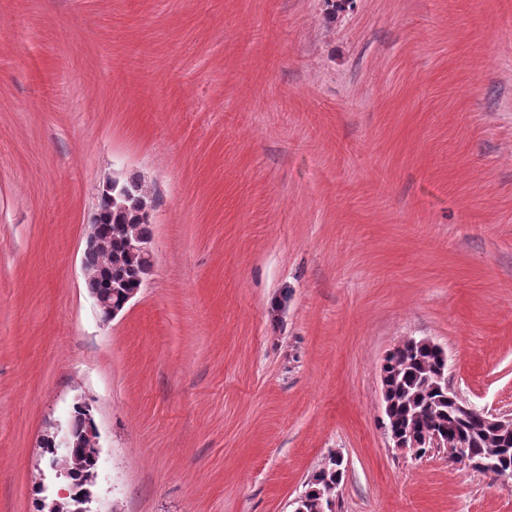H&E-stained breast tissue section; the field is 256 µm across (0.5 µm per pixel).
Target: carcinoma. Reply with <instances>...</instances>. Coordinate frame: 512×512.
Returning a JSON list of instances; mask_svg holds the SVG:
<instances>
[{
    "mask_svg": "<svg viewBox=\"0 0 512 512\" xmlns=\"http://www.w3.org/2000/svg\"><path fill=\"white\" fill-rule=\"evenodd\" d=\"M98 210L102 212L101 233L107 253L86 255V262L100 272V277L86 282V287L100 288L110 277L112 283L121 284L125 290L142 288L149 275L148 264L141 256L130 252L128 238H151V217L138 213L131 203L121 200L112 205L101 200ZM389 361L393 365V425L403 428L413 425L421 429L445 427L463 438L468 450L476 457L500 443L512 441V425L508 423L491 432L480 429L474 421L462 422L454 417L448 394L438 393L432 387L435 376L448 370L439 352L424 348L409 338L393 349ZM89 422L88 409L78 407L74 410L70 426L77 444L69 456V466L85 487L93 482L95 472L90 441L86 437ZM334 477L328 466L318 470L307 482L313 502V508L308 512H317L320 503L334 496Z\"/></svg>",
    "mask_w": 512,
    "mask_h": 512,
    "instance_id": "cac0c4a2",
    "label": "carcinoma"
}]
</instances>
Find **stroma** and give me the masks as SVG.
Returning <instances> with one entry per match:
<instances>
[{"instance_id":"obj_1","label":"stroma","mask_w":512,"mask_h":512,"mask_svg":"<svg viewBox=\"0 0 512 512\" xmlns=\"http://www.w3.org/2000/svg\"><path fill=\"white\" fill-rule=\"evenodd\" d=\"M0 0V512L62 482L85 402L93 512H512L390 448L403 340L512 415V0ZM156 196L155 263L102 324L81 259L104 184ZM335 463L336 470V482L334 480L335 474L331 470V465H328L326 468H321L318 470L311 479L307 482V488L311 489L309 493L310 498L313 502V507L309 509L307 512H321L325 511L323 508H320L321 511L315 510L318 509L319 503L326 502L330 497H334L335 494V483H336V498L339 496L340 485L343 476V463L344 458L340 452H336L329 456Z\"/></svg>"}]
</instances>
